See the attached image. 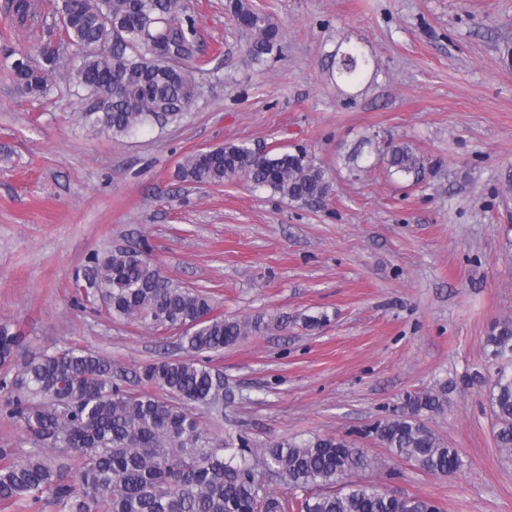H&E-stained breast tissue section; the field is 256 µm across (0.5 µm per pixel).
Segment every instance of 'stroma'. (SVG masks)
Here are the masks:
<instances>
[{"label": "stroma", "mask_w": 512, "mask_h": 512, "mask_svg": "<svg viewBox=\"0 0 512 512\" xmlns=\"http://www.w3.org/2000/svg\"><path fill=\"white\" fill-rule=\"evenodd\" d=\"M13 3L0 0V322L33 350L103 353L139 390L140 366L182 356L178 331L112 319L76 282L93 253L147 247L218 313L288 319L212 354L235 394L207 419L212 434L342 436L372 461L360 480L439 512H512L489 385L469 382L488 373L492 326L512 319V0H251L282 31L260 63L227 0H184L199 95L180 124L129 138L80 123L66 72L48 96L26 94L8 56L38 57L57 29L20 26ZM353 46L370 65L347 85L330 63ZM364 138L408 143L425 175L389 174L373 156L350 168ZM232 142L305 150L330 175L328 199L306 208L241 178L178 177L186 154ZM450 380L426 423L459 449L455 476L367 435L407 395Z\"/></svg>", "instance_id": "stroma-1"}]
</instances>
